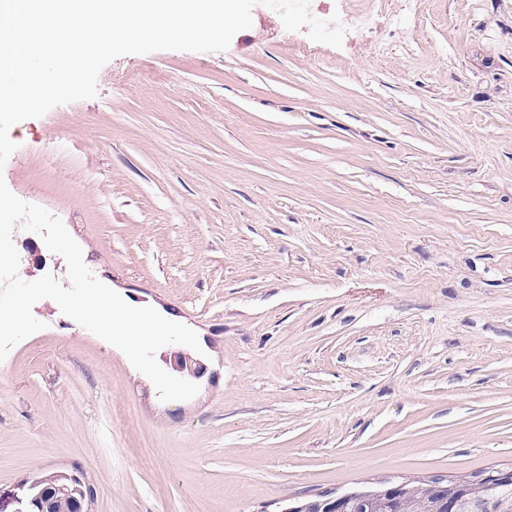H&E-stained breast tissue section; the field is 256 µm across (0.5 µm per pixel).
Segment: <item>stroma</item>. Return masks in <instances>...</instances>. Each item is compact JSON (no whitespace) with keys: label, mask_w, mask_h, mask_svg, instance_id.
<instances>
[{"label":"stroma","mask_w":512,"mask_h":512,"mask_svg":"<svg viewBox=\"0 0 512 512\" xmlns=\"http://www.w3.org/2000/svg\"><path fill=\"white\" fill-rule=\"evenodd\" d=\"M381 2L339 48L255 5L226 51L120 56L10 128L9 189L208 372L160 401L38 301L0 361V512L73 468L93 512H282L512 467V0ZM47 477H38L33 479L32 481H26L18 485V492L15 495V502L19 505V507L15 510V512H46V503L39 501L36 499V495L34 492L36 489L46 482ZM41 507L39 511H35L34 509Z\"/></svg>","instance_id":"35a3bbf8"}]
</instances>
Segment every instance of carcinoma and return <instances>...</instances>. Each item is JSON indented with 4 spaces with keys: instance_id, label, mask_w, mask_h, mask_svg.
I'll return each instance as SVG.
<instances>
[{
    "instance_id": "obj_1",
    "label": "carcinoma",
    "mask_w": 512,
    "mask_h": 512,
    "mask_svg": "<svg viewBox=\"0 0 512 512\" xmlns=\"http://www.w3.org/2000/svg\"><path fill=\"white\" fill-rule=\"evenodd\" d=\"M75 483L60 477L45 494L56 499V512H71ZM346 512H512V467L484 468L462 478L433 476L396 490L382 486L368 497H355Z\"/></svg>"
}]
</instances>
